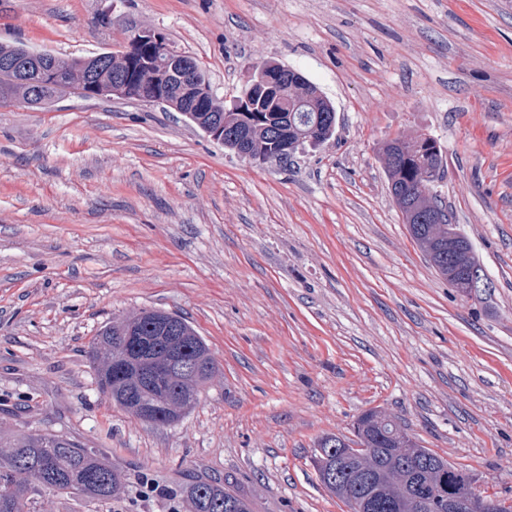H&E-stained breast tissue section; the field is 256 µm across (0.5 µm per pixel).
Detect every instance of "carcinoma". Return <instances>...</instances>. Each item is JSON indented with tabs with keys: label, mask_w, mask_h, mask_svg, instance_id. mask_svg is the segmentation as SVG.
<instances>
[{
	"label": "carcinoma",
	"mask_w": 512,
	"mask_h": 512,
	"mask_svg": "<svg viewBox=\"0 0 512 512\" xmlns=\"http://www.w3.org/2000/svg\"><path fill=\"white\" fill-rule=\"evenodd\" d=\"M30 53L23 44L0 45V65L21 59ZM253 107L242 111L243 95L236 97L232 108L217 116L212 112H192L188 120L205 131L220 119L224 129L236 138L224 139V148L248 152L255 161L271 163L290 159L305 146L316 147L329 140L335 128L317 127V113L334 109L332 102L301 73L294 78L288 97L300 104L294 123L284 121L287 113L278 111L281 101L269 94L255 91ZM392 198L404 195L410 207L400 209L403 223L412 229L411 237L443 278L442 268L432 255L436 241L448 236H462L452 224H424L415 229L419 211L433 207L445 208L441 197L433 192L435 183L445 172L443 151L430 135L419 132L402 133L384 141L379 150ZM170 313L142 310L100 328L89 344V357L96 371L101 394H109L113 405L138 416L148 409L145 421L168 426L180 420L183 413L199 399L200 391L213 379L217 366L203 337L187 320L175 316L177 332L167 329ZM122 336L144 337L147 347L130 355L123 376L112 374L115 342ZM179 352L194 358L201 371L186 381L175 371L165 372L173 354ZM354 437H325L318 447L328 449L344 443H366L371 453L352 466H342V479L326 485L349 507L357 504L360 492L355 488L352 473L346 469L379 471L374 490L379 506L374 512H411L410 502L416 495L429 502V512H448V503L435 499L434 489L448 484V461L428 448L420 446L398 422L380 409L362 413L354 424ZM120 489L119 474L95 448L73 437L49 429H35L22 434L0 436V504L8 512H31V495L45 491L56 496L94 506H104ZM193 512H251L250 502L219 480L197 479L184 489Z\"/></svg>",
	"instance_id": "1"
}]
</instances>
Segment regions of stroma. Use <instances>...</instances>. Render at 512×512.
I'll list each match as a JSON object with an SVG mask.
<instances>
[{
  "label": "stroma",
  "instance_id": "stroma-1",
  "mask_svg": "<svg viewBox=\"0 0 512 512\" xmlns=\"http://www.w3.org/2000/svg\"><path fill=\"white\" fill-rule=\"evenodd\" d=\"M140 27L228 104L260 60L302 72L336 130L257 167L159 104L0 107V431L66 432L122 483L107 506L43 494L37 512H192L198 475L253 512H349L312 457L371 408L512 493V0H0V44L63 58ZM408 130L442 148L481 299L389 195L379 148ZM144 309L187 319L218 364L169 426L112 405L87 354Z\"/></svg>",
  "mask_w": 512,
  "mask_h": 512
}]
</instances>
